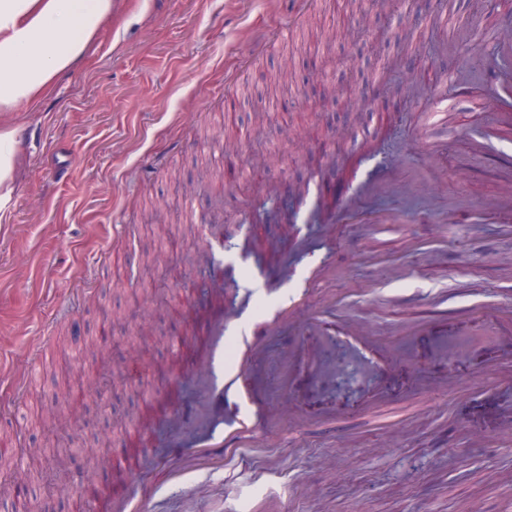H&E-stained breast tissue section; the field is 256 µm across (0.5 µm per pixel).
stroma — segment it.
<instances>
[{"mask_svg": "<svg viewBox=\"0 0 512 512\" xmlns=\"http://www.w3.org/2000/svg\"><path fill=\"white\" fill-rule=\"evenodd\" d=\"M474 5L450 4L477 42L452 53L435 0H313L298 19L294 0H117L111 29L39 105L20 106L23 178L0 212V356L32 385L17 398L0 384V448L33 475L61 458L76 483L38 491L32 512H105L78 485L124 492L114 441L143 425L130 473L158 484L155 512H255L268 499L284 512H512V220L486 207L512 188V134L493 101L512 84L497 49L512 5ZM417 24L419 53L404 43ZM331 54L321 80L383 82L372 108L306 102L307 56ZM264 152L280 164L256 166ZM390 169L418 190L322 228L329 199ZM291 194L280 249L249 250L256 213ZM216 216L235 227L225 369L242 333L283 315L249 374L252 401L224 400L220 415L175 386L176 341L192 329L180 304L208 278ZM90 267L94 300L77 279ZM103 358L126 370L106 402L92 379ZM344 360L360 370L348 392L334 380ZM176 395L196 405L192 426L145 424L147 405ZM238 409L256 440L161 484Z\"/></svg>", "mask_w": 512, "mask_h": 512, "instance_id": "35a3bbf8", "label": "stroma"}]
</instances>
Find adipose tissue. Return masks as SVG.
Instances as JSON below:
<instances>
[{
    "label": "adipose tissue",
    "mask_w": 512,
    "mask_h": 512,
    "mask_svg": "<svg viewBox=\"0 0 512 512\" xmlns=\"http://www.w3.org/2000/svg\"><path fill=\"white\" fill-rule=\"evenodd\" d=\"M112 20V0H0V112L37 103ZM17 130L0 124V207L18 179Z\"/></svg>",
    "instance_id": "obj_1"
}]
</instances>
